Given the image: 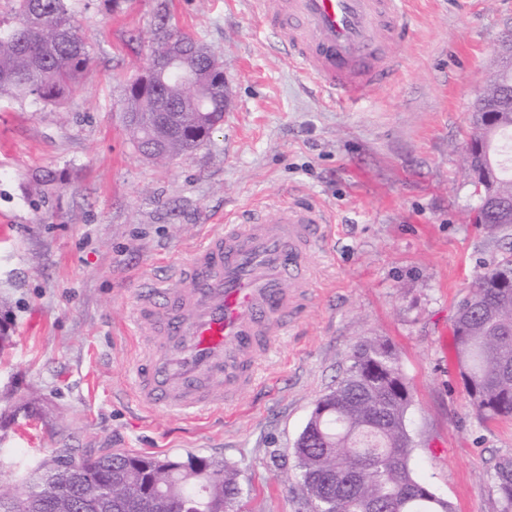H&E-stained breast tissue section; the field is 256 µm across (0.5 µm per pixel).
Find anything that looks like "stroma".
Returning a JSON list of instances; mask_svg holds the SVG:
<instances>
[{
	"instance_id": "obj_1",
	"label": "stroma",
	"mask_w": 512,
	"mask_h": 512,
	"mask_svg": "<svg viewBox=\"0 0 512 512\" xmlns=\"http://www.w3.org/2000/svg\"><path fill=\"white\" fill-rule=\"evenodd\" d=\"M224 61L232 103L207 145L162 165L130 143L127 82L159 9ZM91 63L57 105L0 98V480L52 450L234 466L246 512H311L293 448L316 401L377 339L412 395L416 475L453 512H501L490 475L512 457V417L480 421L453 322L477 276L512 255V224L473 223L458 149L512 0H411L400 77L367 102L329 101L291 67L253 0H71ZM291 196L334 223L311 257L317 288L256 362L235 403L188 419L129 395L135 286L185 261L225 215Z\"/></svg>"
}]
</instances>
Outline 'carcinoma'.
<instances>
[{
  "mask_svg": "<svg viewBox=\"0 0 512 512\" xmlns=\"http://www.w3.org/2000/svg\"><path fill=\"white\" fill-rule=\"evenodd\" d=\"M12 21H0V96L17 102L29 98L59 103L76 88L91 62L88 44L69 8V0H11ZM206 49L187 64L210 67L221 58L206 44L159 16L148 60L170 41ZM153 92L132 94L125 102L126 129L147 158L167 162L192 154L207 142L187 135L206 112L211 123L224 122V94L202 87L195 104L178 73L156 78ZM179 111L159 112V99ZM511 116L500 128L469 121L470 141L484 143L496 164L499 201L482 212L491 230L503 223L512 205V173L498 153V140L512 133V66L492 68L476 97L472 113ZM512 278L506 258L480 274L471 309L463 318L469 339L456 341L460 364L478 385L472 406L483 421L512 416V291L499 286ZM411 398L393 350L378 340L354 347L353 362L336 387L320 398L300 434L294 454L298 483L312 512H452L447 500L417 479L411 467L413 448L406 430ZM112 486V503L101 501V482ZM502 512H512V458L499 461L491 475ZM243 487L232 466L207 456L156 458L108 454L78 459L64 451L45 456L21 489L0 485V512H75L77 499L86 512H241Z\"/></svg>",
  "mask_w": 512,
  "mask_h": 512,
  "instance_id": "carcinoma-1",
  "label": "carcinoma"
}]
</instances>
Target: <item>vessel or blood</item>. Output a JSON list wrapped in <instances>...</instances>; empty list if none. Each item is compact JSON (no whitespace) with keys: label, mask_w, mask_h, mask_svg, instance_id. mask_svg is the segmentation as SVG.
Instances as JSON below:
<instances>
[{"label":"vessel or blood","mask_w":512,"mask_h":512,"mask_svg":"<svg viewBox=\"0 0 512 512\" xmlns=\"http://www.w3.org/2000/svg\"><path fill=\"white\" fill-rule=\"evenodd\" d=\"M407 0H255L260 21L288 47L289 61L336 102L363 100L394 83ZM331 215L316 200L259 205L224 219L189 260L176 288L137 286L130 320L146 337L131 376L139 407L192 418L235 402L310 301V258L328 239Z\"/></svg>","instance_id":"1"}]
</instances>
